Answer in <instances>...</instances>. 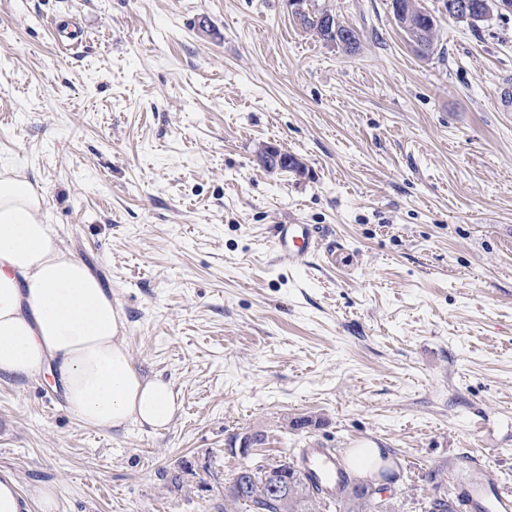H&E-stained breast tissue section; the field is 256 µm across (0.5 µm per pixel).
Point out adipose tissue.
<instances>
[{
	"mask_svg": "<svg viewBox=\"0 0 512 512\" xmlns=\"http://www.w3.org/2000/svg\"><path fill=\"white\" fill-rule=\"evenodd\" d=\"M43 207L27 178L0 166V376L50 372L91 427L168 430L178 407L172 384L135 367L117 303L60 247Z\"/></svg>",
	"mask_w": 512,
	"mask_h": 512,
	"instance_id": "obj_1",
	"label": "adipose tissue"
}]
</instances>
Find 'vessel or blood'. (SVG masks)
Masks as SVG:
<instances>
[{
    "instance_id": "obj_1",
    "label": "vessel or blood",
    "mask_w": 512,
    "mask_h": 512,
    "mask_svg": "<svg viewBox=\"0 0 512 512\" xmlns=\"http://www.w3.org/2000/svg\"><path fill=\"white\" fill-rule=\"evenodd\" d=\"M320 249L313 225L277 226L274 250L279 262L293 267ZM296 458L302 474L311 484L328 496H335L344 468L341 449L309 446L298 449ZM450 501L456 512H512V490L506 488L496 474L480 469L471 470L453 485Z\"/></svg>"
}]
</instances>
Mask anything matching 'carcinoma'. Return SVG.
Here are the masks:
<instances>
[{"label":"carcinoma","instance_id":"carcinoma-1","mask_svg":"<svg viewBox=\"0 0 512 512\" xmlns=\"http://www.w3.org/2000/svg\"><path fill=\"white\" fill-rule=\"evenodd\" d=\"M400 8V19L406 18L425 28L429 39L425 47L433 50L437 40V21L417 0H395ZM474 14H449V17L466 22L472 26L489 20L494 14L503 15L505 11L498 6L500 0H471ZM332 12L325 7H313L304 20V28L316 34L320 40L329 42L322 25V17ZM271 478L267 473H255L252 470L239 469L235 477L225 487L224 512H235V508L245 505L250 512H399L389 499L376 497L377 491L364 483L346 481L336 500L329 501L312 491L297 470L288 468V494L271 496L268 484Z\"/></svg>","mask_w":512,"mask_h":512}]
</instances>
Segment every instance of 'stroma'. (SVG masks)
<instances>
[{"instance_id": "obj_1", "label": "stroma", "mask_w": 512, "mask_h": 512, "mask_svg": "<svg viewBox=\"0 0 512 512\" xmlns=\"http://www.w3.org/2000/svg\"><path fill=\"white\" fill-rule=\"evenodd\" d=\"M0 0V165L45 197L110 289L135 367L172 383L169 429L100 430L40 378H0V469L57 512H224L243 467L318 444L380 449L401 512L472 465L512 487V14L419 0ZM304 174L271 172L262 145ZM279 224L326 246L294 268ZM391 1L392 3L395 1L399 5V11L402 12L399 17L402 19V21H405L408 17L412 22H415L420 27L425 28V30L430 35L427 43L425 44V47L429 48L431 52H433L437 40V21L435 17L430 12L425 10L416 0ZM512 2V0H510ZM509 0H471L474 6V15L466 16L465 14H452L448 13L449 17L457 19L458 21L467 22L471 26H477L480 22L488 21L496 12L498 15L511 13L512 11L501 10L500 8L510 10L511 3ZM500 7V8H499ZM323 16H336L333 14L329 9L325 7H317L315 3H313V10L309 12L306 20H304V27L306 30L313 32L316 34L320 40L324 41L325 43H329V39L327 38L326 32L324 29H326L330 34L333 36L336 40V28L337 33L339 37L343 38L344 40H347L350 44L349 49H345L348 52H353L357 49L359 45V36L357 31L349 26L344 24L343 22L339 21V19H332L329 17H325L322 25L321 18ZM324 26V28H323ZM336 45H340L342 47H345L346 44L344 42L336 40Z\"/></svg>"}]
</instances>
